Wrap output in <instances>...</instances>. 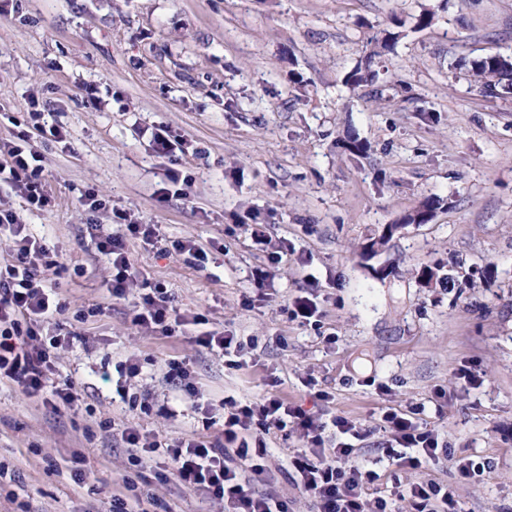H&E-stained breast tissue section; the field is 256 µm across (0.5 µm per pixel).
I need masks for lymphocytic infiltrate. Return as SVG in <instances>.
Listing matches in <instances>:
<instances>
[{"mask_svg":"<svg viewBox=\"0 0 512 512\" xmlns=\"http://www.w3.org/2000/svg\"><path fill=\"white\" fill-rule=\"evenodd\" d=\"M5 160L0 163V184L23 198L30 207L45 210L50 197L45 190L41 153L33 148L28 133L0 144ZM0 231L14 243L12 263L0 266V383L17 386L30 397L51 408L79 406L83 391L73 381L55 370L58 350L72 344L73 336L43 335V324L51 312L62 311V304L52 303L45 283V271L55 267L56 255L47 245L31 235L9 209H0ZM159 237L154 224L128 220L124 232L100 235L97 248L111 265L113 299L135 296L132 323L148 332L166 337L196 327L193 343L200 348L222 353L231 368H242L246 346L237 336L205 329L203 314L180 311L172 304L165 288L140 281L127 249V242L138 239L153 243ZM202 427L174 438L170 443L150 439L137 426L124 428L122 440L131 451L148 457H160L171 466L180 483L205 491L224 505V512H293L290 501L254 492L249 474H262L268 448L265 441L271 431H299L305 448L294 463V482L310 497L317 512H389L384 497H368L370 475L356 461L351 441L359 437L356 424L342 416L333 417V425L343 439L336 447H326L322 433L326 425L302 406L277 395L241 403L224 400L222 437H211L209 408L194 403ZM383 420L397 445L388 449L393 465L403 470H419L439 461L450 462L459 481L468 483L481 477L491 465L490 459L453 458L439 442L435 430L422 427L408 414L386 411ZM407 495L414 512H462L447 485L420 480L409 485Z\"/></svg>","mask_w":512,"mask_h":512,"instance_id":"f902f5d3","label":"lymphocytic infiltrate"}]
</instances>
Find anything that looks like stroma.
<instances>
[{
  "mask_svg": "<svg viewBox=\"0 0 512 512\" xmlns=\"http://www.w3.org/2000/svg\"><path fill=\"white\" fill-rule=\"evenodd\" d=\"M425 9L435 21L420 30ZM394 28L403 36L372 83L349 90L343 79L367 38ZM490 54L512 55V0H10L0 15V143L29 131L51 203L32 211L2 189L0 207L57 255L46 276L66 309L50 332L82 339L55 365L84 395L80 409L55 411L0 384V460L15 467L0 479V512H112L128 482L144 512H224L176 477L158 480L161 459L133 465L121 432L132 424L165 442L197 428L194 400L219 417L224 397L269 394L325 422L326 447L336 444L332 417L362 427L369 495L432 479L453 485L465 512H512V94L482 95L467 76ZM32 95L66 142L33 130ZM160 125L205 156L157 157ZM350 138L364 154L346 151ZM170 168L190 186L163 202ZM90 188L104 202L96 212L81 204ZM428 198L429 223L362 258L385 225ZM117 211L207 251L197 269L128 242L140 276L178 309L251 344L246 365L227 368L187 336L132 325V303L112 299L97 249ZM284 245L294 253L277 259ZM426 266L438 279L422 281ZM259 268L273 276L262 290ZM300 295L316 298V323L294 319ZM129 358L140 372L124 380L116 367ZM174 359L186 360L198 397L166 383ZM467 361L479 388L456 375ZM390 409L418 413L457 455L490 457L491 469L474 483L455 482L442 463L397 469L381 422ZM267 442L254 490L313 512L289 474L298 431Z\"/></svg>",
  "mask_w": 512,
  "mask_h": 512,
  "instance_id": "stroma-1",
  "label": "stroma"
}]
</instances>
